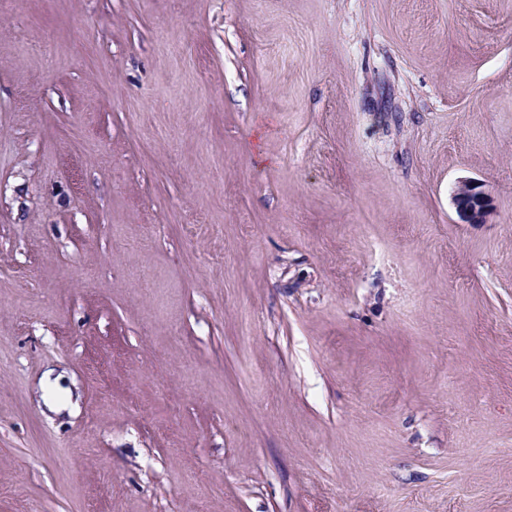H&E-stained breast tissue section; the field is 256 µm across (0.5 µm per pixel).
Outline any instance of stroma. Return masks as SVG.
Wrapping results in <instances>:
<instances>
[{
    "label": "stroma",
    "mask_w": 512,
    "mask_h": 512,
    "mask_svg": "<svg viewBox=\"0 0 512 512\" xmlns=\"http://www.w3.org/2000/svg\"><path fill=\"white\" fill-rule=\"evenodd\" d=\"M200 491L512 512V0L0 12V512ZM459 218L465 224L486 223L491 203L481 186L473 181H461L453 194Z\"/></svg>",
    "instance_id": "1"
}]
</instances>
